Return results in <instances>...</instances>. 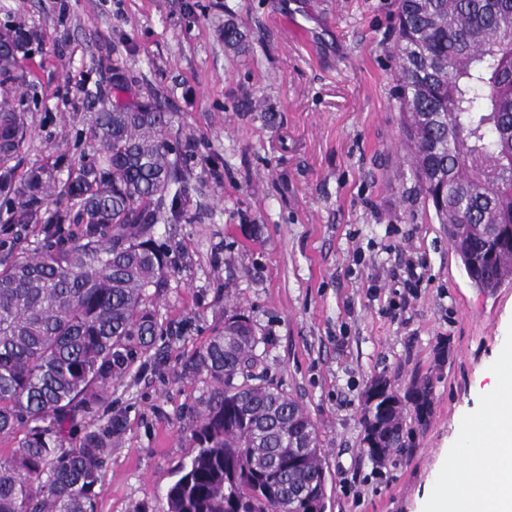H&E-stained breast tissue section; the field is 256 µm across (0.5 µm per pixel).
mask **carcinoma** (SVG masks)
Segmentation results:
<instances>
[{"label":"carcinoma","mask_w":512,"mask_h":512,"mask_svg":"<svg viewBox=\"0 0 512 512\" xmlns=\"http://www.w3.org/2000/svg\"><path fill=\"white\" fill-rule=\"evenodd\" d=\"M244 34L224 25V45ZM26 37L0 32V85L19 80ZM397 97L411 143L409 165L427 207L471 283L493 291L512 278V246L487 257L474 225L512 224V0H399ZM112 90L86 91L91 152L57 157L17 175L31 130L24 105L0 106V435L24 430L0 458V512H97L103 455L124 420L98 423L104 392L161 332L153 303L166 286L169 249L154 235L169 199L186 191L169 113L128 93L122 69ZM69 168L46 205L53 170ZM17 224H38L43 244L15 251ZM224 316L185 362L221 387L203 402L198 452L166 493V512H284L303 486L325 480L321 450L298 466L288 452L319 440L306 410L283 390L253 384L254 325ZM242 377L239 384L234 383ZM365 395L367 455L382 463L413 448L432 414L433 383L412 378L400 395L379 377Z\"/></svg>","instance_id":"1"}]
</instances>
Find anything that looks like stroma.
Here are the masks:
<instances>
[{
	"label": "stroma",
	"mask_w": 512,
	"mask_h": 512,
	"mask_svg": "<svg viewBox=\"0 0 512 512\" xmlns=\"http://www.w3.org/2000/svg\"><path fill=\"white\" fill-rule=\"evenodd\" d=\"M228 22L247 52L225 48ZM5 24L32 34L20 80L0 87V103L31 104L19 172L88 150L81 91L107 86L116 64L164 102L186 152L192 219L156 227L175 260L155 304L163 332L98 414L124 420L98 512H163L216 387L184 363L236 309L256 328L253 375L318 427L327 512H423L512 344V281L475 288L424 206L395 90L396 0H0ZM407 257L422 275L414 298L393 276ZM417 374L434 382L429 421L415 448L372 462L369 382L403 392Z\"/></svg>",
	"instance_id": "stroma-1"
}]
</instances>
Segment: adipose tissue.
Here are the masks:
<instances>
[{
	"label": "adipose tissue",
	"instance_id": "ef3b65f1",
	"mask_svg": "<svg viewBox=\"0 0 512 512\" xmlns=\"http://www.w3.org/2000/svg\"><path fill=\"white\" fill-rule=\"evenodd\" d=\"M426 512H512V347L501 352L487 405L462 427Z\"/></svg>",
	"mask_w": 512,
	"mask_h": 512
}]
</instances>
